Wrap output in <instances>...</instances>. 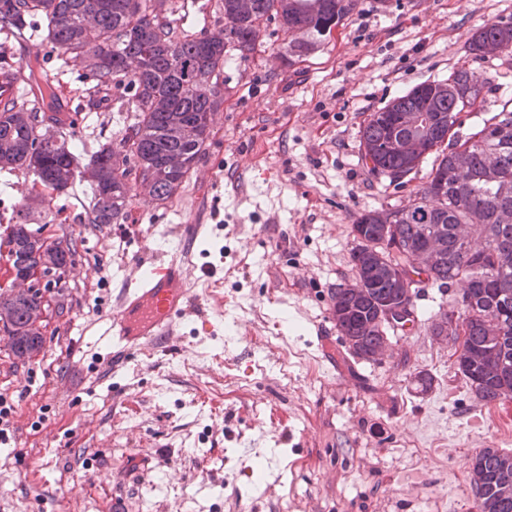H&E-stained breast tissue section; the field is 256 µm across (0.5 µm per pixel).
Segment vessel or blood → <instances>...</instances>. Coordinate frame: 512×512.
<instances>
[{
  "mask_svg": "<svg viewBox=\"0 0 512 512\" xmlns=\"http://www.w3.org/2000/svg\"><path fill=\"white\" fill-rule=\"evenodd\" d=\"M46 78L25 79L19 73L0 76V104L41 101ZM188 271L178 256L137 269L125 280L103 337L118 354H137L176 336L192 310L186 288Z\"/></svg>",
  "mask_w": 512,
  "mask_h": 512,
  "instance_id": "obj_1",
  "label": "vessel or blood"
}]
</instances>
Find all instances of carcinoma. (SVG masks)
Instances as JSON below:
<instances>
[{
  "label": "carcinoma",
  "instance_id": "1",
  "mask_svg": "<svg viewBox=\"0 0 512 512\" xmlns=\"http://www.w3.org/2000/svg\"><path fill=\"white\" fill-rule=\"evenodd\" d=\"M156 2L0 0L1 31L25 41L39 18L44 40L59 56L96 54L90 74L96 88L132 90L134 121L119 146L104 145L89 160L99 171L98 182L91 184L90 224L123 222L133 181L148 185L156 201L173 197L203 153L212 112L223 101L212 91V81L228 59L257 53L264 25L275 23L288 53L300 56L331 37L356 8V0H223L224 27L191 37L156 14ZM470 46L483 57L509 52L512 25H485ZM483 90L477 77L458 71L448 83L416 86L365 120L361 160L372 174L399 179L427 157L434 160L413 206L368 210L358 217L351 254L355 281L338 285L332 302L342 311L337 329L354 357L372 360L388 335L376 315L382 302L398 294L395 267L414 264V254L436 232L445 240V258L426 280L446 289L466 285L462 295L479 306L463 318L472 347L481 348L493 333L501 336L498 355L483 360L471 384L478 399L492 405L502 402L501 388L512 382L499 359L502 355L512 364V110L502 109L464 139L448 127V119L459 121L464 105L476 108ZM37 116L22 107H0V171L31 172L60 193L79 174L73 135L63 132L61 141L41 142L29 151ZM190 121L198 130L194 141L181 136ZM172 156L182 158L179 166L168 165ZM129 159L134 165L124 166ZM460 167L465 169L461 177ZM460 226L479 230V248L459 245ZM354 285L364 288V295L349 294ZM39 304L35 296L15 305L19 327ZM505 468L512 470L511 454L485 448L473 457L476 500L490 494Z\"/></svg>",
  "mask_w": 512,
  "mask_h": 512
}]
</instances>
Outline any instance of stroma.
I'll list each match as a JSON object with an SVG mask.
<instances>
[{
  "instance_id": "35a3bbf8",
  "label": "stroma",
  "mask_w": 512,
  "mask_h": 512,
  "mask_svg": "<svg viewBox=\"0 0 512 512\" xmlns=\"http://www.w3.org/2000/svg\"><path fill=\"white\" fill-rule=\"evenodd\" d=\"M187 35L224 24L222 0H165ZM512 22V0H357L318 49L292 65L273 28L259 53L226 63L224 102L205 151L177 193L132 188L122 224H77L90 185L32 204L34 176L0 172V253L18 210L77 240L62 275L63 310L40 354L21 362L0 339V512H472L471 459L512 454V401L480 402L432 327L457 313L455 292L414 290L415 330L387 355L353 358L331 295L352 281L353 225L403 208L430 163L404 178L361 160L373 112L426 81L469 71L485 85L461 131L512 100V53L482 58L480 27ZM50 71L78 108L80 164L118 144L134 120L128 96L90 107L88 70L50 46L0 31V70ZM199 225L190 246L185 226ZM180 253L199 310L168 346L108 370L99 344L135 262ZM432 385L422 389L419 374Z\"/></svg>"
}]
</instances>
